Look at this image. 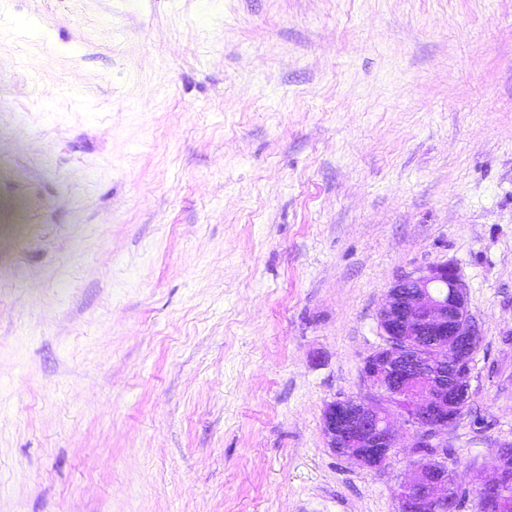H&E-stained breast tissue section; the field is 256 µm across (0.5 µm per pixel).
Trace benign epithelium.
Here are the masks:
<instances>
[{"label": "benign epithelium", "mask_w": 512, "mask_h": 512, "mask_svg": "<svg viewBox=\"0 0 512 512\" xmlns=\"http://www.w3.org/2000/svg\"><path fill=\"white\" fill-rule=\"evenodd\" d=\"M378 327L382 343L361 368L367 392L323 409L326 446L377 471L406 455L398 512H455L450 491L463 485L448 466V427L467 407L459 378L471 373L481 342L456 269L435 264L397 279L379 308ZM472 483L475 512H512V447L500 446Z\"/></svg>", "instance_id": "benign-epithelium-1"}]
</instances>
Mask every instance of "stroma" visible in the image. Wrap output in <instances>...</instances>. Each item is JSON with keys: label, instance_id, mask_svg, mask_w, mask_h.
Returning a JSON list of instances; mask_svg holds the SVG:
<instances>
[{"label": "stroma", "instance_id": "obj_1", "mask_svg": "<svg viewBox=\"0 0 512 512\" xmlns=\"http://www.w3.org/2000/svg\"><path fill=\"white\" fill-rule=\"evenodd\" d=\"M512 444V0H0V512H397L326 447L391 285Z\"/></svg>", "mask_w": 512, "mask_h": 512}]
</instances>
